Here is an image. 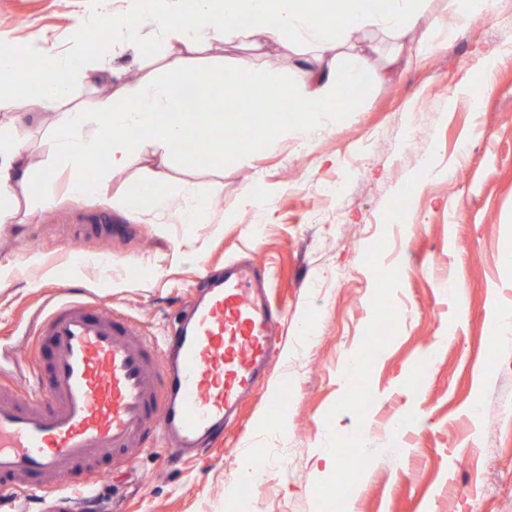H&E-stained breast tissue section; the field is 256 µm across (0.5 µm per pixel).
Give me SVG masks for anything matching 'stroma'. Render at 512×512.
Here are the masks:
<instances>
[{"instance_id": "35a3bbf8", "label": "stroma", "mask_w": 512, "mask_h": 512, "mask_svg": "<svg viewBox=\"0 0 512 512\" xmlns=\"http://www.w3.org/2000/svg\"><path fill=\"white\" fill-rule=\"evenodd\" d=\"M491 4L490 15L411 64L392 61L388 33H360L374 47L371 76L343 93L309 145L280 134L287 115L227 113L228 126L259 146L171 166L182 191L161 211L132 216L116 204L151 182L155 160L112 174L100 154L84 175L109 174L108 197L75 199L70 172L52 166V116L17 124L33 163L52 171L54 200L0 224L8 272L0 282V385L25 388L38 356L31 319L52 292L105 302L158 338L196 295L204 268L240 258L271 277L283 346L221 448L180 460L149 446L112 467L93 500L64 484L53 494L0 497V512H237L226 487L252 462L265 463L267 474L252 485L251 512H512V340L488 344L496 310L512 311V277L497 261L512 252V27L504 23L512 0ZM98 8L99 0H0V40L25 54L39 38L45 51L31 62L47 68L59 56L89 53L72 32ZM107 42L111 85L71 79L74 102L91 106L167 67L240 58L293 78L319 55L261 35L191 52L149 25L138 50L114 33ZM490 55L475 109L458 90ZM336 183L342 195L324 194ZM256 184L266 188L260 208L245 199ZM197 193L210 199L207 218L182 223ZM91 224L112 231L85 236ZM79 252L89 263H75ZM370 255L377 267L366 265ZM429 349L437 360L426 368ZM354 356L367 368L357 379L347 372ZM483 365L492 370L485 380ZM360 386L370 399L363 409L354 403ZM282 391L288 400L270 418L267 399ZM327 448L361 449L350 483L341 484V469L319 468Z\"/></svg>"}]
</instances>
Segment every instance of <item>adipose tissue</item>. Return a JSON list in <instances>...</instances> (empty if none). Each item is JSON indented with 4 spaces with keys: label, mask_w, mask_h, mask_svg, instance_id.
Masks as SVG:
<instances>
[{
    "label": "adipose tissue",
    "mask_w": 512,
    "mask_h": 512,
    "mask_svg": "<svg viewBox=\"0 0 512 512\" xmlns=\"http://www.w3.org/2000/svg\"><path fill=\"white\" fill-rule=\"evenodd\" d=\"M160 6L150 23L160 37L174 39L187 50L196 51L233 32L242 38L262 34L279 42L338 46L350 43L355 34L384 28L403 35L420 8V0H385L383 10L372 7V0H159ZM145 23L136 16L115 19L108 8L80 19L78 36L92 29L119 28L123 41L131 47L142 41ZM12 51L0 48V112L17 118L33 112L57 115L55 147L63 168L72 175L71 192L76 196H102L108 181L89 180L82 172L101 150H108L112 170L122 171L145 159H159L161 168L153 175L155 190L143 195L129 190L118 204L137 212L146 204L164 205L173 192L166 172L169 164H183L184 144L201 129L216 131L213 121L194 124L191 113L182 109L186 93L208 96L226 88L251 94L253 109L265 112L270 101L282 92L280 78L259 76L250 60L233 67H210L184 71L167 70L164 77L141 81L124 98H98L93 111L67 107L64 74L77 73L91 84L111 83L112 73L105 67L86 66L82 59L60 57L55 67L42 73L43 93L26 96L13 88ZM369 77L366 60L358 52L344 53L338 64L304 69L295 99L303 117L295 124L293 136L308 145L321 123L323 113L331 111L343 91L362 85ZM38 176L26 147L18 141L11 126L0 124V223L12 224L18 214V194L33 189Z\"/></svg>",
    "instance_id": "adipose-tissue-1"
}]
</instances>
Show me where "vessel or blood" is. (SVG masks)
<instances>
[{"instance_id": "obj_1", "label": "vessel or blood", "mask_w": 512, "mask_h": 512, "mask_svg": "<svg viewBox=\"0 0 512 512\" xmlns=\"http://www.w3.org/2000/svg\"><path fill=\"white\" fill-rule=\"evenodd\" d=\"M264 275L208 270L174 335L153 341L105 304L65 297L34 320L45 373L0 390V490L91 488L149 439L174 457L219 442L279 351Z\"/></svg>"}]
</instances>
